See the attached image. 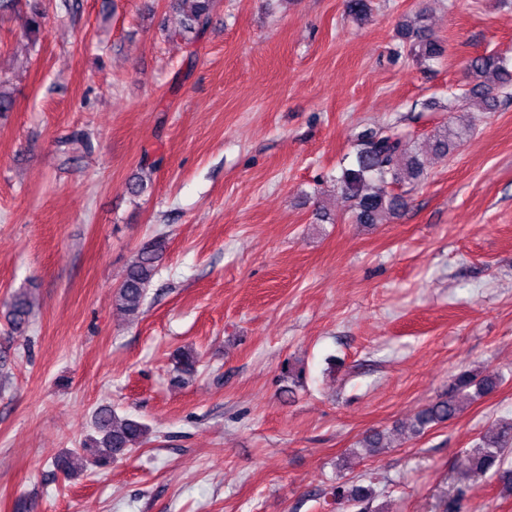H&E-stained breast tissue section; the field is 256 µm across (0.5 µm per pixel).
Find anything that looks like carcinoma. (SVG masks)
<instances>
[{
  "label": "carcinoma",
  "mask_w": 512,
  "mask_h": 512,
  "mask_svg": "<svg viewBox=\"0 0 512 512\" xmlns=\"http://www.w3.org/2000/svg\"><path fill=\"white\" fill-rule=\"evenodd\" d=\"M186 7L181 28L169 33L188 44L196 42L198 34L209 22L214 0H174ZM348 14L356 19L371 15V0H347ZM46 27V15L34 3L30 5L27 31L36 41ZM402 35L410 40L408 54L417 63L426 65L441 56L440 45L425 35V27L417 29L401 25ZM469 68L484 78L481 92L489 103H495L494 91L512 82V71L507 62L498 56L475 57ZM62 155L70 161L69 153L75 148L91 147L88 137L75 132L62 141ZM154 166L141 168L130 184L132 194L144 193L151 182ZM423 175V168L417 156L408 152L404 141L389 131L372 133L358 144L355 163L343 170L337 184L346 199L352 203L353 216L358 224H378L387 213H394L405 206L403 195L394 192L408 180H417ZM167 248L166 237L156 235L146 241L128 264L123 281L115 294V305L131 319L142 314L148 289L158 273L159 262ZM31 305L24 293L13 297L9 317L13 326L20 328L29 322ZM175 369L180 374L191 375L199 364L198 353L192 348H181L173 354ZM496 387L492 379L478 378V374L465 370L451 379L448 394L422 408L413 425V432L419 434L433 424L449 421L461 410L460 397L476 398L491 392ZM94 434L84 443L82 452H67L55 461V467L64 476L71 477L88 466H105L112 460L140 447L148 433V427L139 419L125 415L120 417L112 408H101L94 416ZM512 445V424L494 439H483L470 449L471 467L478 472L491 469L499 474L505 491L512 493V470L503 468L505 451ZM471 488L459 486L448 497L445 512H462ZM335 495L359 508V512H370L373 492L363 486L336 487Z\"/></svg>",
  "instance_id": "cac0c4a2"
}]
</instances>
